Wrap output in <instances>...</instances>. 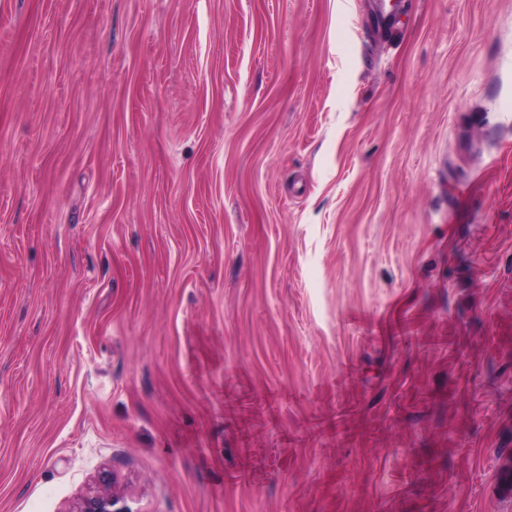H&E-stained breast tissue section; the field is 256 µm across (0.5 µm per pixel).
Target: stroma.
Masks as SVG:
<instances>
[{
  "instance_id": "obj_1",
  "label": "stroma",
  "mask_w": 512,
  "mask_h": 512,
  "mask_svg": "<svg viewBox=\"0 0 512 512\" xmlns=\"http://www.w3.org/2000/svg\"><path fill=\"white\" fill-rule=\"evenodd\" d=\"M512 0H0V512H512ZM136 500L123 492H99L84 497L76 512H141Z\"/></svg>"
}]
</instances>
